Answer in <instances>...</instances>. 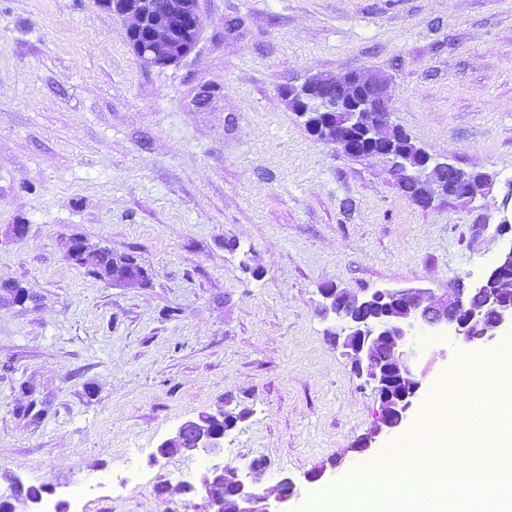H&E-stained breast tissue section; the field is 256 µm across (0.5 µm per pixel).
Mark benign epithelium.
I'll return each mask as SVG.
<instances>
[{
  "mask_svg": "<svg viewBox=\"0 0 512 512\" xmlns=\"http://www.w3.org/2000/svg\"><path fill=\"white\" fill-rule=\"evenodd\" d=\"M151 0H98L108 12L129 21L128 38L141 59L155 66L176 61L174 57L159 55L158 49L174 44L178 38L197 39L200 27L192 18L202 17L199 0H163L165 20L148 23ZM294 111L326 112L328 120L335 113L345 116L341 126L343 137L334 140L336 147L349 155L383 156L396 171L405 164V153L396 149L404 131L391 122L393 106L384 83L369 72L354 73L339 81L316 74L299 85H290L285 91ZM376 112L386 113V120L378 125H367V117ZM438 167L458 170V166L439 160L425 167L420 181L430 187L415 203L425 209L438 198L476 199L489 192L492 183L477 186L454 177L444 184H435ZM500 234L507 237L495 263L481 277L474 279L466 273L457 278V285L448 293L436 297L424 289L379 290L361 297H345L332 285L321 289L326 300L325 309L336 315L339 325L332 335L344 336L343 345L355 355L354 368L375 386L380 401V415L373 434L360 438L356 451L363 453L376 443L381 434L387 435L400 428L410 417L424 390L429 368L437 360L448 359L444 350L426 353L419 348L420 331H437L448 335L450 345L486 346L499 334L512 329V215L499 221ZM482 291L486 305L493 310L492 317L473 306L471 296ZM237 421L224 420V415H201L184 421L175 435L163 441L155 457L165 458L164 449L175 443L187 444L196 451L217 454L223 451L226 433ZM265 475L260 459L248 465L245 477L238 473L228 476L220 467L206 469L199 483L206 494L204 512H222L220 500L224 482L232 479L236 500L233 512L257 511L251 504L261 499L255 485Z\"/></svg>",
  "mask_w": 512,
  "mask_h": 512,
  "instance_id": "1",
  "label": "benign epithelium"
}]
</instances>
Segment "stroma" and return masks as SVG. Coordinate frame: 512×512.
Returning <instances> with one entry per match:
<instances>
[{
  "label": "stroma",
  "instance_id": "stroma-1",
  "mask_svg": "<svg viewBox=\"0 0 512 512\" xmlns=\"http://www.w3.org/2000/svg\"><path fill=\"white\" fill-rule=\"evenodd\" d=\"M193 50L145 64L97 0H0V497L51 502L93 483L86 512H203L213 464H268L298 512L351 466L380 403L330 340L328 283L353 294L480 276L504 239L512 182V0H200ZM373 70L393 121L433 157L492 173L493 194L424 209L389 162L316 140L282 89ZM213 95L198 105L202 89ZM21 235H13L14 226ZM78 238L133 257L147 286L67 255ZM427 374L423 414L457 348ZM234 400L244 417L210 457L156 448ZM325 468L320 482L306 473Z\"/></svg>",
  "mask_w": 512,
  "mask_h": 512
}]
</instances>
